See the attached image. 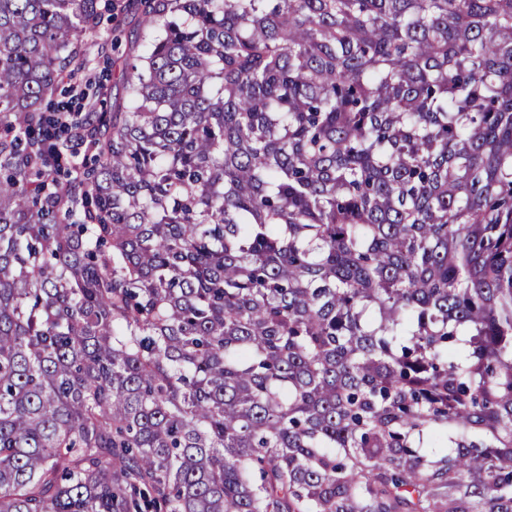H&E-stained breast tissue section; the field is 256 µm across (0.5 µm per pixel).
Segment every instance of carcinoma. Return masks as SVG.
I'll return each instance as SVG.
<instances>
[{"instance_id": "carcinoma-1", "label": "carcinoma", "mask_w": 512, "mask_h": 512, "mask_svg": "<svg viewBox=\"0 0 512 512\" xmlns=\"http://www.w3.org/2000/svg\"><path fill=\"white\" fill-rule=\"evenodd\" d=\"M0 0V512H512V0ZM132 15L118 14L115 11L112 13H104L101 19L102 31H110L119 27L116 35L119 36V41L112 47V42H109L105 52L102 55L96 56L89 65L88 70L83 74L94 77L96 76L100 91L104 94L109 93L112 102L113 97L121 93V88L118 83H115L117 74L121 71L124 61L127 58L129 47L131 44L130 32L133 31V22H131ZM119 30H124L120 33ZM128 35V37L126 36Z\"/></svg>"}]
</instances>
